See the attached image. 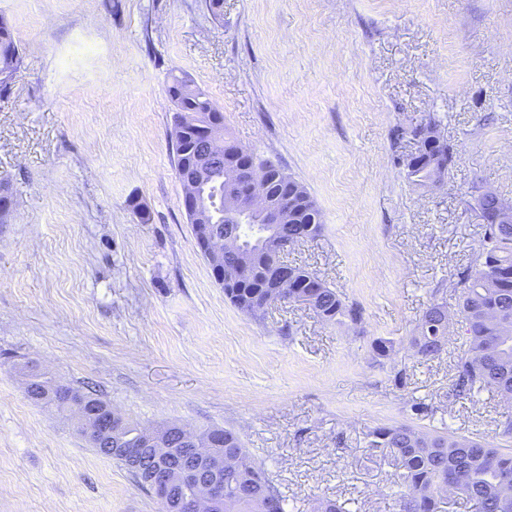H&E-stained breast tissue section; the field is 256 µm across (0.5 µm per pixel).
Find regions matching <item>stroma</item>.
<instances>
[{"label": "stroma", "instance_id": "35a3bbf8", "mask_svg": "<svg viewBox=\"0 0 512 512\" xmlns=\"http://www.w3.org/2000/svg\"><path fill=\"white\" fill-rule=\"evenodd\" d=\"M0 22L22 50L0 94V512H158L27 397L26 359L141 425L235 430L286 512L323 497L396 512L395 462L366 449L382 425L512 451L507 404L448 396L461 326L435 359L409 348L475 265L478 194L512 202V0H224L218 17L205 0H0ZM183 75L230 138L308 190L322 232L283 258L357 303L361 325L225 299L174 166ZM428 122L451 162L422 187L405 164ZM379 339L397 353L378 357Z\"/></svg>", "mask_w": 512, "mask_h": 512}]
</instances>
